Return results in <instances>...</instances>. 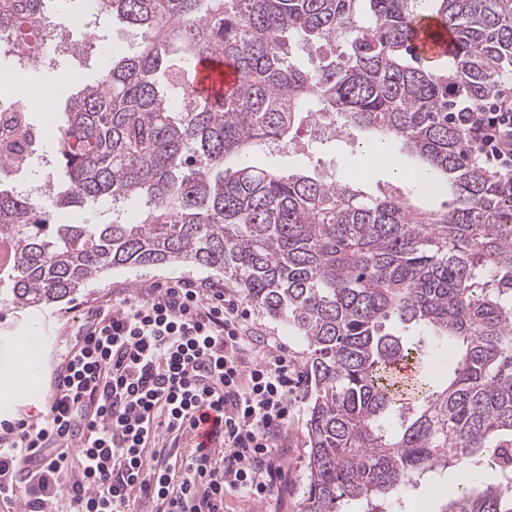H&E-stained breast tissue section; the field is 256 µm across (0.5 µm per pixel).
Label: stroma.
<instances>
[{
    "label": "stroma",
    "mask_w": 512,
    "mask_h": 512,
    "mask_svg": "<svg viewBox=\"0 0 512 512\" xmlns=\"http://www.w3.org/2000/svg\"><path fill=\"white\" fill-rule=\"evenodd\" d=\"M364 138L363 132L354 130L347 135L318 139L309 127L303 125L294 134V146L259 151L253 155L252 162L290 172L331 173L344 182L360 184L362 190L370 195L391 188L402 189V182L386 168L375 171L368 180H358L357 170L362 163L358 144ZM180 278L217 285H223L224 282L223 274L205 268L162 265L111 271L91 281L72 301L39 309H20L0 302V380L4 379L6 369L12 364L14 336L25 332L31 325L49 324L56 336V344L51 358L43 362L38 391L29 399L33 406H40L45 401L56 359L64 352L67 339L79 330L89 306L109 299L117 301L129 295L134 296L150 284ZM247 325L258 344L267 343L279 347L295 360H302L305 349L303 342L288 333L280 322L251 309L247 312ZM305 434V415L300 412L282 430L275 443V452L285 469L284 481L278 490L262 503L252 502L232 491L227 492L224 512H298L297 504L306 477L305 461L309 451Z\"/></svg>",
    "instance_id": "stroma-1"
}]
</instances>
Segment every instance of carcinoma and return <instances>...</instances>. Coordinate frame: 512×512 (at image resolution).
Masks as SVG:
<instances>
[{
	"instance_id": "cac0c4a2",
	"label": "carcinoma",
	"mask_w": 512,
	"mask_h": 512,
	"mask_svg": "<svg viewBox=\"0 0 512 512\" xmlns=\"http://www.w3.org/2000/svg\"><path fill=\"white\" fill-rule=\"evenodd\" d=\"M45 2L0 0L21 73ZM424 14L454 37L443 69L412 47ZM96 16L140 40L65 93L48 200L0 183L5 300L58 303L115 269H218L305 344L299 512H386L445 470L439 512H512V178L474 161L454 116L512 73V0H100ZM211 56L239 74L235 95L196 88ZM317 113L398 141L422 160L419 194L445 180L452 202L427 211L250 164ZM102 207L112 222H92ZM60 210L83 220L51 222ZM412 361L405 383L396 367Z\"/></svg>"
}]
</instances>
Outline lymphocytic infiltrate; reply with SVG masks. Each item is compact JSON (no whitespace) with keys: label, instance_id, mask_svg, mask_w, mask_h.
Returning a JSON list of instances; mask_svg holds the SVG:
<instances>
[{"label":"lymphocytic infiltrate","instance_id":"f902f5d3","mask_svg":"<svg viewBox=\"0 0 512 512\" xmlns=\"http://www.w3.org/2000/svg\"><path fill=\"white\" fill-rule=\"evenodd\" d=\"M468 146L512 177V87L463 113ZM236 299L191 279L89 308L54 371L45 412L0 426V503L24 512H224V493L263 502L284 472L274 440L302 400L296 364L255 355ZM224 430L185 442V420Z\"/></svg>","mask_w":512,"mask_h":512}]
</instances>
